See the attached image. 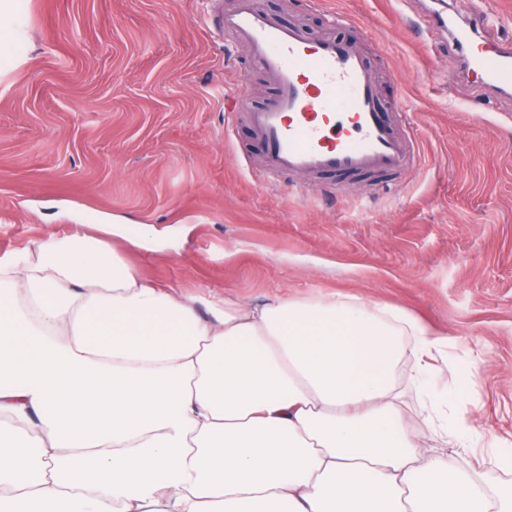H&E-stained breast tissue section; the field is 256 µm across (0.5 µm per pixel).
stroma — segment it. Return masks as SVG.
<instances>
[{"instance_id":"1","label":"stroma","mask_w":512,"mask_h":512,"mask_svg":"<svg viewBox=\"0 0 512 512\" xmlns=\"http://www.w3.org/2000/svg\"><path fill=\"white\" fill-rule=\"evenodd\" d=\"M284 25L363 43L383 106L401 102L419 161L379 176L319 178L302 197L242 165L263 159L246 115L224 111L227 60L249 107L271 75L218 25L234 0H10L0 49V255L119 215L170 227L129 254L147 278L243 304L341 291L388 303L445 339L429 382L400 363L403 410L441 445L454 409L472 452L512 448V97L453 75L451 41L421 27L409 0H256ZM344 11L351 25L329 27Z\"/></svg>"}]
</instances>
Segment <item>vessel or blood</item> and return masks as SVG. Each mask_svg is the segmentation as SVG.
<instances>
[{"label": "vessel or blood", "mask_w": 512, "mask_h": 512, "mask_svg": "<svg viewBox=\"0 0 512 512\" xmlns=\"http://www.w3.org/2000/svg\"><path fill=\"white\" fill-rule=\"evenodd\" d=\"M489 18L482 10L458 22L432 8L421 22L448 33L463 71L511 93L512 43L481 36ZM220 26L277 83L272 100L249 114L264 148L253 170L263 184H277L284 175L396 176L410 167L417 143L405 128L409 118L394 122L381 111L377 80L361 45L311 38L302 27L280 24L254 0H238Z\"/></svg>", "instance_id": "vessel-or-blood-1"}]
</instances>
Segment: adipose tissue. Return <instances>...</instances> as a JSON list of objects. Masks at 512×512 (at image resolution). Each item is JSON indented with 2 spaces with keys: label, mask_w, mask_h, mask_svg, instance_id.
<instances>
[{
  "label": "adipose tissue",
  "mask_w": 512,
  "mask_h": 512,
  "mask_svg": "<svg viewBox=\"0 0 512 512\" xmlns=\"http://www.w3.org/2000/svg\"><path fill=\"white\" fill-rule=\"evenodd\" d=\"M102 218L0 257V512H512L466 416L423 447L394 373L440 341L336 293L186 297L125 252L169 230Z\"/></svg>",
  "instance_id": "obj_1"
}]
</instances>
